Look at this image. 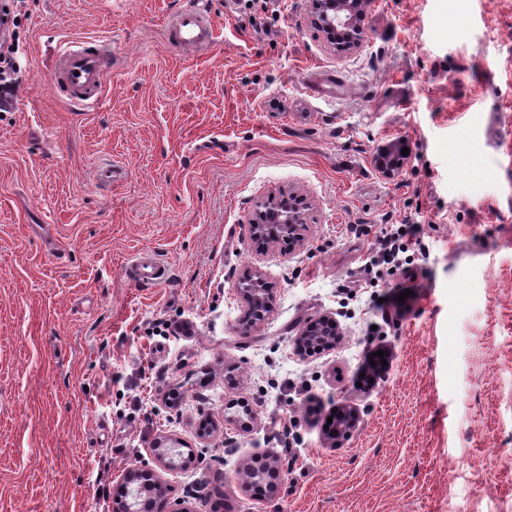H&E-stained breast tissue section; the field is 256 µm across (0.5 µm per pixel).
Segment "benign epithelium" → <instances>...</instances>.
I'll return each mask as SVG.
<instances>
[{
    "mask_svg": "<svg viewBox=\"0 0 512 512\" xmlns=\"http://www.w3.org/2000/svg\"><path fill=\"white\" fill-rule=\"evenodd\" d=\"M369 0H310L315 27L323 34L326 41L334 45L343 41L342 47L347 50L360 48L365 31L361 20ZM380 169L391 175L399 171L404 163L401 148L392 144L380 151L377 159ZM259 221L249 225L250 235L255 239L276 241L282 238L305 242L307 217L286 193L269 194L257 202ZM248 312L266 308L271 297L270 288L266 285L264 274L257 269L244 279L240 289ZM322 342V345L332 347L341 339V331L336 321L328 316H321L308 325L301 333L298 343L310 346L311 340ZM357 423V414L350 406L339 410L336 421V434L346 433ZM245 479L259 482L266 477H273V484L279 485L285 475L279 467L268 464L260 469L253 465L244 467ZM134 477L144 478L142 486L132 490H123L120 499L114 502L113 512H174L170 509L166 491L161 480L151 470H141Z\"/></svg>",
    "mask_w": 512,
    "mask_h": 512,
    "instance_id": "7a95c632",
    "label": "benign epithelium"
}]
</instances>
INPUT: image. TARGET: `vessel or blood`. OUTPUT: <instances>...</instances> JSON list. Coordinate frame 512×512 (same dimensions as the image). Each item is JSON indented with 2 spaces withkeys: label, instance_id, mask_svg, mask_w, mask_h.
I'll return each instance as SVG.
<instances>
[{
  "label": "vessel or blood",
  "instance_id": "obj_1",
  "mask_svg": "<svg viewBox=\"0 0 512 512\" xmlns=\"http://www.w3.org/2000/svg\"><path fill=\"white\" fill-rule=\"evenodd\" d=\"M171 40L183 50H197L213 44L218 32L210 17L191 5L168 25ZM105 43L69 42L56 54L48 73L51 89L68 104L86 110L97 105L111 69ZM135 276L140 284L155 286L166 276L165 265L153 255L141 256Z\"/></svg>",
  "mask_w": 512,
  "mask_h": 512
}]
</instances>
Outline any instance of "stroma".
Instances as JSON below:
<instances>
[{"label": "stroma", "instance_id": "1", "mask_svg": "<svg viewBox=\"0 0 512 512\" xmlns=\"http://www.w3.org/2000/svg\"><path fill=\"white\" fill-rule=\"evenodd\" d=\"M187 2L22 11L0 112V512H113L100 487L143 466L175 512H512V0H370L349 53L307 0H205L220 37L183 51L166 24ZM71 39L115 50L84 111L46 82ZM288 189L304 245L253 240L258 198ZM408 220L429 250L404 298L401 274L361 269ZM143 250L160 287L126 273ZM254 267L274 298L250 320ZM322 315L341 340L298 354ZM343 403L358 424L332 442ZM160 444L188 465L158 468ZM258 458L284 470L275 491L241 480ZM401 148L397 147L396 144H392L380 151L377 163L384 173L391 175L402 168L405 155H402Z\"/></svg>", "mask_w": 512, "mask_h": 512}]
</instances>
